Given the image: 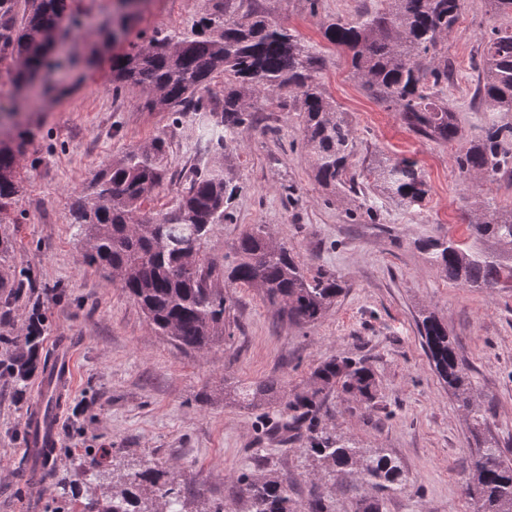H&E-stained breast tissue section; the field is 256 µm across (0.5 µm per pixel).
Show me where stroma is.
<instances>
[{"label": "stroma", "instance_id": "obj_1", "mask_svg": "<svg viewBox=\"0 0 512 512\" xmlns=\"http://www.w3.org/2000/svg\"><path fill=\"white\" fill-rule=\"evenodd\" d=\"M116 2L74 0L63 18L62 45L80 62L56 73L49 96L32 98L17 116L29 133L18 169L25 191L0 215V276L9 281L0 288V359L15 355L33 322L42 363L59 347L74 356V385L58 406L57 482L107 485L150 465L181 484L187 512H242L236 480L244 474L287 484L299 512L316 499L326 512H473L465 482L475 442L430 367L417 322L432 313L447 326L469 366L476 403L490 412L489 431L512 458V288L489 294L453 284L419 244L448 235L468 241L480 203L512 209L511 181L462 174L455 162L463 142L480 136L494 115L473 100L472 59L496 23L487 0H465L441 45L455 64L444 93L462 134L448 144L414 134L398 112L378 105L347 52L323 35L324 25L376 12L383 0H244V8L295 29L322 60L320 78L357 138L358 184L365 186L379 156L417 161L428 194L410 209L371 189L355 195L320 186L298 115L278 97L255 99L259 131L243 133L223 160L205 146V114L150 110L139 89H114L113 56L190 30L215 0H146L117 39ZM494 116L512 124V112ZM157 136L167 141L172 180L142 204L143 216L170 207L175 176L223 166L240 191L204 252L231 264L239 237L265 225L308 273L329 269L344 282L318 324L299 326L256 291L233 288L229 338L205 353L185 351L150 328L119 283L84 264L72 202L103 162ZM336 355L374 370L376 399L368 407L329 394L321 419L359 447L394 457L411 478L401 493L362 498L345 479L324 475L305 454V437L272 432L283 400L310 390L313 369ZM270 376L282 381L280 401L248 407L229 399L230 389ZM34 397V383L0 377V512H47L51 502L86 512V492L49 491L27 475L24 423ZM88 448L111 451L93 476L79 473Z\"/></svg>", "mask_w": 512, "mask_h": 512}]
</instances>
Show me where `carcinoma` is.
<instances>
[{"label":"carcinoma","mask_w":512,"mask_h":512,"mask_svg":"<svg viewBox=\"0 0 512 512\" xmlns=\"http://www.w3.org/2000/svg\"><path fill=\"white\" fill-rule=\"evenodd\" d=\"M381 12L355 21L340 19L324 26V37L350 54L353 74L374 100L400 112L405 126L428 139L451 143L459 138L455 113L444 88L452 63L441 43L461 17L463 0H385ZM498 24L484 38L475 97L491 110L512 112V0H487ZM243 0H216L212 12L187 33L151 38L147 45L112 62L115 89L138 87L148 109L208 112L210 151L232 155L237 136L257 128L251 101L285 94L283 105L299 113L304 147L313 160L315 180L333 190H356L349 175L356 153L354 131L346 113L319 77V58L300 35L255 10ZM69 0H0V51L17 60V100L0 112H19L29 96L48 90L32 82L46 54L61 37L60 23ZM224 76V98L206 97L211 82ZM24 141L0 137V213L22 192L17 156ZM166 141L157 136L118 159L101 164L70 208V223L86 244L83 262L119 279L151 327L182 349L205 350L224 341L231 305L219 282L250 288L281 306L297 324H314L344 291L341 277L321 271L310 277L292 249L274 242L259 224L242 234L229 267L201 250L214 227L229 217L238 187L221 168L194 170L177 190L172 208L143 220V202L168 180ZM461 173L490 178L512 174V125L490 124L484 135L465 144L457 156ZM373 182L398 205L410 208L427 195L418 163L409 158H378ZM476 241H490L492 252L465 247L452 238L426 239L421 249L443 270L448 281L464 288L494 292L512 286V211L500 214L488 204L468 224ZM431 367L470 422L475 440L466 494L474 512H512V462L495 441L484 436L487 413L475 406V387L448 328L434 315L419 322ZM38 369L32 356L5 367L17 383ZM315 387L284 402L275 433L307 432L305 452L326 473H348L359 488L384 495L403 491L409 476L380 448H360L350 438L320 425L324 396L333 391L365 405L375 400L376 378L369 366L348 356H333L312 372ZM281 382L268 378L239 387L234 397L255 406L279 399ZM157 489L151 500L140 486ZM238 498L247 512H296L288 486L272 476H244ZM182 489L175 478L147 467L124 484L101 487L87 512H179Z\"/></svg>","instance_id":"obj_1"}]
</instances>
